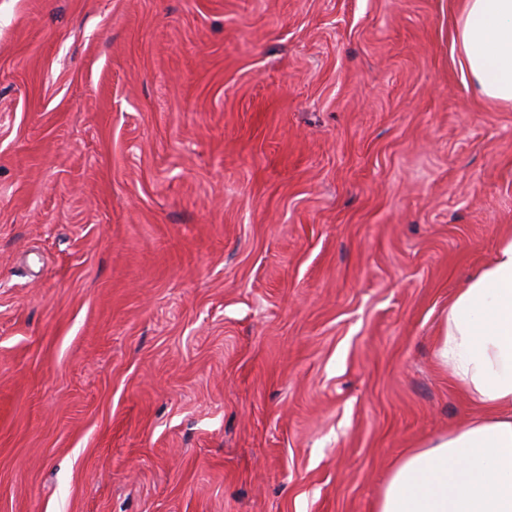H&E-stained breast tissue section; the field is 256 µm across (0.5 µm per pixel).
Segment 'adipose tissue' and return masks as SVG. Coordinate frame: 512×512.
<instances>
[{"mask_svg": "<svg viewBox=\"0 0 512 512\" xmlns=\"http://www.w3.org/2000/svg\"><path fill=\"white\" fill-rule=\"evenodd\" d=\"M464 80L512 107V0H459ZM436 355L484 415L412 449L374 512H512V237L448 303Z\"/></svg>", "mask_w": 512, "mask_h": 512, "instance_id": "ef3b65f1", "label": "adipose tissue"}]
</instances>
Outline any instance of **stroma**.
I'll return each instance as SVG.
<instances>
[{"mask_svg": "<svg viewBox=\"0 0 512 512\" xmlns=\"http://www.w3.org/2000/svg\"><path fill=\"white\" fill-rule=\"evenodd\" d=\"M455 0H0V512H373L477 417L512 235Z\"/></svg>", "mask_w": 512, "mask_h": 512, "instance_id": "stroma-1", "label": "stroma"}]
</instances>
